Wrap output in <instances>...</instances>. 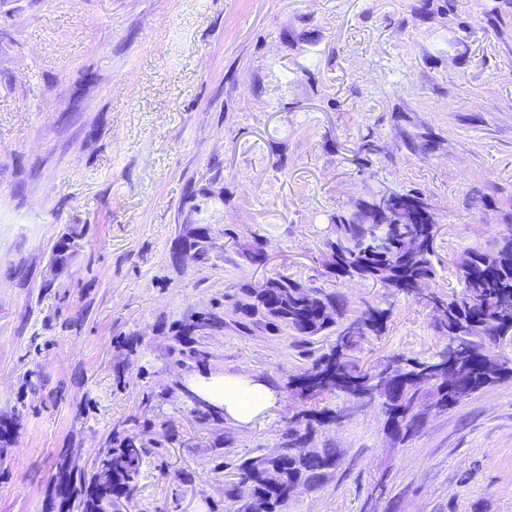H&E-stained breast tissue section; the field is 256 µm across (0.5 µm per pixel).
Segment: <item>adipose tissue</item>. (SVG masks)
I'll list each match as a JSON object with an SVG mask.
<instances>
[{
  "mask_svg": "<svg viewBox=\"0 0 512 512\" xmlns=\"http://www.w3.org/2000/svg\"><path fill=\"white\" fill-rule=\"evenodd\" d=\"M203 394L223 408L234 424L245 426L263 414L274 401V392L266 382L247 374L228 373L204 384Z\"/></svg>",
  "mask_w": 512,
  "mask_h": 512,
  "instance_id": "ef3b65f1",
  "label": "adipose tissue"
}]
</instances>
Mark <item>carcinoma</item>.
Here are the masks:
<instances>
[{
	"label": "carcinoma",
	"mask_w": 512,
	"mask_h": 512,
	"mask_svg": "<svg viewBox=\"0 0 512 512\" xmlns=\"http://www.w3.org/2000/svg\"><path fill=\"white\" fill-rule=\"evenodd\" d=\"M375 151L373 142L364 136L353 162L361 168ZM396 200L416 219L396 223V213H383L374 194L360 200L355 209L332 216V237L325 242L327 277L336 282H370L390 295L414 297L432 310L442 335L470 346L477 359L470 360L462 351L438 375L433 371L443 364L434 357L419 360L398 355L376 369L364 370L353 352L366 337L382 334L391 309L370 306L353 315L339 292L308 286L287 275L269 279L270 287L262 292L241 287L233 313L245 329L258 327L308 344L317 336L334 337L329 351L318 356L309 353L303 372L290 378L287 387L307 404L331 394L349 402L362 390L369 397L368 404H379L391 439L402 443L422 429L423 407L428 401L438 403L443 412L484 387L512 379V356L502 353L505 343L512 344V228L489 248L476 244L463 251L467 268L456 269L459 287L424 297L417 290L418 283L434 280L442 267L436 251L437 230L426 223L432 205L418 191L398 192ZM340 414L339 409H301L288 420L283 433V447L295 452L240 458L234 480L224 485L225 498L245 501L247 512H283L296 494L318 487L336 466V449L314 447L315 433L321 426L338 422ZM114 444L99 459L95 471L68 473L67 486L86 499L91 512L107 509L106 470H112L115 481L126 487L138 476L140 439L117 436Z\"/></svg>",
	"instance_id": "obj_1"
}]
</instances>
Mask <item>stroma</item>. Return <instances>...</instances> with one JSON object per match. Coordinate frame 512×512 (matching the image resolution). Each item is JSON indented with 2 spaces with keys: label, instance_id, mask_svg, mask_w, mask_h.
<instances>
[{
  "label": "stroma",
  "instance_id": "35a3bbf8",
  "mask_svg": "<svg viewBox=\"0 0 512 512\" xmlns=\"http://www.w3.org/2000/svg\"><path fill=\"white\" fill-rule=\"evenodd\" d=\"M383 187L430 200L444 260L512 222V0H0V512H86L63 471L117 431L144 440L127 512H229L305 363L231 302L279 274L323 285L332 215ZM335 289L392 308L361 365L446 347L413 299ZM227 372L274 390L249 426L187 397ZM316 443L338 464L285 512H512V379L402 445L375 405Z\"/></svg>",
  "mask_w": 512,
  "mask_h": 512
}]
</instances>
